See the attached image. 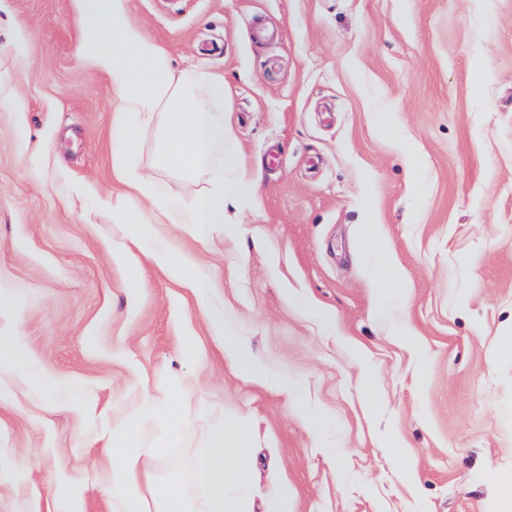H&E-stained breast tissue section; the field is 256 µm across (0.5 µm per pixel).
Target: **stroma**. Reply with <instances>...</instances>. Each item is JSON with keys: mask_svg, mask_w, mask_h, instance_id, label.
Listing matches in <instances>:
<instances>
[{"mask_svg": "<svg viewBox=\"0 0 512 512\" xmlns=\"http://www.w3.org/2000/svg\"><path fill=\"white\" fill-rule=\"evenodd\" d=\"M178 70L224 79L230 144L258 206L228 207L210 245L161 224L267 381L243 379L194 291L103 202L112 89L79 52L74 0H0V328L81 383L47 404L15 380L0 404V512H113L99 475L144 393L192 381L214 410L152 467L190 483L217 418L245 426L252 490L295 512H495L512 480V0H127ZM142 173L189 200L206 186ZM378 225L409 285L410 340L389 335L392 282L361 252ZM137 285H130V277ZM298 380L285 397L279 379ZM324 415L316 435L308 417Z\"/></svg>", "mask_w": 512, "mask_h": 512, "instance_id": "stroma-1", "label": "stroma"}]
</instances>
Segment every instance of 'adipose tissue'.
<instances>
[{"mask_svg": "<svg viewBox=\"0 0 512 512\" xmlns=\"http://www.w3.org/2000/svg\"><path fill=\"white\" fill-rule=\"evenodd\" d=\"M127 0H75L82 22L80 55L108 76L112 85V171L126 191L112 203L113 213L133 223L140 239L152 242L155 262L172 278L190 282L199 308L209 318L211 332L224 354L243 376L260 379L263 367L248 359L223 313L211 309V285L195 278L188 260L156 241V225L178 221L190 225L194 238L212 239L224 222L228 206L254 202L258 179L247 174L235 155L216 164L215 154L229 132L224 125V79L221 76L174 69L165 51L133 22ZM162 114L160 160L188 177L208 175V188L183 204L161 192L134 163L136 132L154 114ZM149 198L153 209L142 217L136 202ZM27 378L49 398L79 393L78 384L37 368L16 336H0V401L11 394L14 378ZM145 419L159 432L149 446L136 444L140 422L124 421L112 430L105 454L110 465L114 512H192L185 488L176 482H155L152 461L160 459L193 421L207 414L204 404H192L183 385L168 388L164 398L146 395ZM252 455L246 429L231 422L216 431L209 448L196 458L192 479L203 493V512H254L249 493Z\"/></svg>", "mask_w": 512, "mask_h": 512, "instance_id": "obj_1", "label": "adipose tissue"}]
</instances>
